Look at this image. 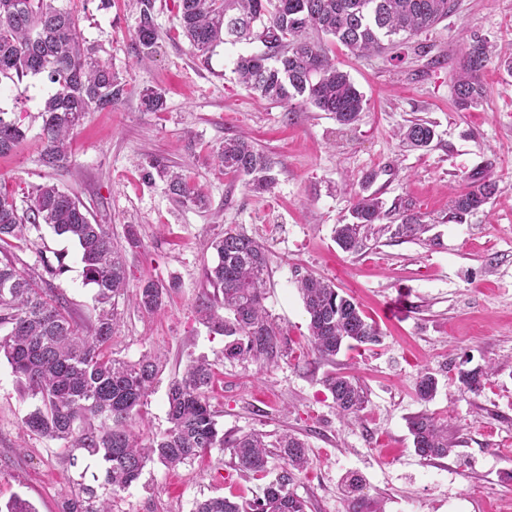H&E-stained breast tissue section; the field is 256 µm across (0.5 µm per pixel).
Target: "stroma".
Listing matches in <instances>:
<instances>
[{
	"label": "stroma",
	"instance_id": "stroma-1",
	"mask_svg": "<svg viewBox=\"0 0 512 512\" xmlns=\"http://www.w3.org/2000/svg\"><path fill=\"white\" fill-rule=\"evenodd\" d=\"M446 20L385 54L352 55L334 46L332 57L365 99L352 126L311 104H288L253 95L241 86L234 62L248 44L218 47L201 65L183 37L172 0H155L159 39L150 61L138 62L133 35L139 13L129 0H71L84 38L102 45L121 73L127 93L118 108L87 115L72 143V161L53 170L40 160L48 86L26 78L13 85L0 110L20 118L26 138L0 156V178L19 207L37 185L54 183L78 197L91 221L109 225L121 249L130 287L149 280L176 282L161 311H141L120 301L121 319L112 340L114 356L137 359L155 350L166 367L156 391L141 409L143 435L169 426L166 390L189 359L213 363L208 397L225 435L289 432L308 445L309 465L293 491L307 512H349L341 478L364 476L370 512H512V73L492 60L482 81L486 93L466 111L453 102V78L473 39L506 52L512 41V0H454ZM429 45L432 56L419 46ZM164 93L166 108L140 109V95ZM429 123V147L408 149L398 130ZM248 135L272 158L276 181L255 195L241 181L214 167L210 155L224 138ZM161 158L204 184L209 197L200 210L173 200L163 183L149 184L142 170ZM489 177L494 196L463 220L450 218V201ZM377 196L385 216L381 231L356 254L333 238L350 222L357 196ZM425 216L418 238L395 235L404 207ZM238 227L265 241L272 273L264 305L291 347H303L309 318L297 290L299 274L331 281L352 296L378 326V345L341 351L330 360H281L263 368L224 357L225 339L200 323L198 299L208 285L203 263L213 260L212 239ZM139 246H130L127 229ZM61 258L65 271L51 286L82 324L95 316L94 289L83 280L77 245L42 228L35 243L16 254L26 272L43 268L39 254ZM494 365L491 385L480 394L460 389L458 370ZM354 375L367 393L362 421L348 424L322 386L330 373ZM438 380L435 397L417 399L424 373ZM34 399L25 395L10 366L0 363V501L20 496L36 512H66L80 485L94 484L101 469L78 451L69 463L58 442L25 431ZM426 412L448 426V457L421 461L413 452L409 417ZM245 475L230 452L214 451L169 470L148 464L139 481L118 495L114 512H192L208 497L252 498L274 479Z\"/></svg>",
	"mask_w": 512,
	"mask_h": 512
}]
</instances>
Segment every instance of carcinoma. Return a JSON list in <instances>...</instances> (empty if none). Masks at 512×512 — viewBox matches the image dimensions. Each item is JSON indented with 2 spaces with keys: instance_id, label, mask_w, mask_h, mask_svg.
I'll use <instances>...</instances> for the list:
<instances>
[{
  "instance_id": "1",
  "label": "carcinoma",
  "mask_w": 512,
  "mask_h": 512,
  "mask_svg": "<svg viewBox=\"0 0 512 512\" xmlns=\"http://www.w3.org/2000/svg\"><path fill=\"white\" fill-rule=\"evenodd\" d=\"M140 16L135 46L140 60L154 53L159 31L153 0H138ZM183 36L196 59L206 65L214 50L224 44H261L237 58L234 72L246 90L260 97L288 103L303 98L342 125L359 120L364 96L348 73L329 56L324 38L363 57L380 53L396 43L397 36H415L448 18L452 0H172ZM101 48L87 43L77 16L61 0H0V77L22 80L43 76L49 82L42 99L43 163L52 169L69 165L71 144L86 115L110 111L126 96V81L100 56ZM486 43L474 39L465 48L460 71L453 80L458 109L467 110L484 97L482 74L490 63ZM145 112H162V92L148 88L140 99ZM435 136L426 123L412 122L400 130L401 141L426 148ZM22 124L0 112V156L23 142ZM224 172L241 179L256 193L267 192L275 182L269 156L243 137L226 138L214 152ZM145 177L159 178L178 202L204 207L202 186L185 174L154 158ZM496 183L482 180L452 200L455 218L471 213L495 194ZM352 222L338 224L334 240L345 252L362 250L364 240L382 219V202L368 195L355 199ZM48 226L56 235L73 240L80 251L85 284L95 289L94 322L82 325L69 312L66 299L16 265L15 257L0 260V359H5L22 391L36 399L23 425L31 433L61 442V452L72 457L84 450L97 458L104 470L98 486L85 485L69 504V512H112V498L140 478L149 463L166 468L187 464L214 449L230 450L237 470L267 471L276 455L281 472L264 486L262 495L245 501L211 497L195 502L194 512H306V501L290 489L294 475L308 464L306 443L285 432L268 441L248 432L231 439L219 429L215 411L206 396L213 377L212 364L190 361L182 375L173 378L166 393L170 427L146 439L132 425L144 400L153 392L161 371L159 356L144 353L136 360L114 358L108 352L119 323L118 299L129 283L120 252L107 225L93 224L85 206L54 183L37 186L24 210L0 186V249L14 240L28 241L31 230ZM427 231L421 213L408 208L396 234L413 237ZM215 260L205 265L213 293L199 297L197 305L210 332L229 338L224 357L275 366L283 356L282 331L270 318L263 300L272 257L266 246L232 227L212 241ZM309 316L308 345L303 357L329 359L342 349L352 350L379 341V331L359 304L341 295L325 280L306 274L298 280ZM177 287L147 281L137 287L135 303L147 312L161 309ZM496 367L460 370L455 382L478 394L492 383ZM341 418L357 419L367 397L350 375L331 374L322 379ZM437 379L423 374L417 395L429 400ZM416 455L424 460L444 458L448 429L436 417L419 413L409 418ZM343 482L350 512H362L363 479L351 474Z\"/></svg>"
}]
</instances>
